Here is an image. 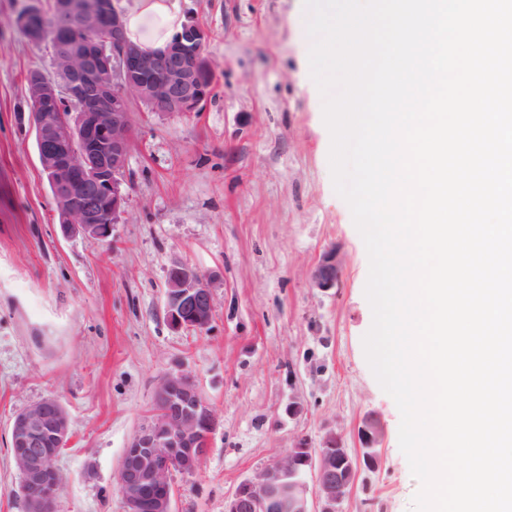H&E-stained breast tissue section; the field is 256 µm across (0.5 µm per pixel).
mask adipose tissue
I'll list each match as a JSON object with an SVG mask.
<instances>
[{"instance_id": "1", "label": "adipose tissue", "mask_w": 512, "mask_h": 512, "mask_svg": "<svg viewBox=\"0 0 512 512\" xmlns=\"http://www.w3.org/2000/svg\"><path fill=\"white\" fill-rule=\"evenodd\" d=\"M124 22L128 39L145 50L164 47L182 28L173 0H135Z\"/></svg>"}]
</instances>
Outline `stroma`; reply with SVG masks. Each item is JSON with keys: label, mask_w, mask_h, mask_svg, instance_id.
Listing matches in <instances>:
<instances>
[{"label": "stroma", "mask_w": 512, "mask_h": 512, "mask_svg": "<svg viewBox=\"0 0 512 512\" xmlns=\"http://www.w3.org/2000/svg\"><path fill=\"white\" fill-rule=\"evenodd\" d=\"M177 6L211 33L214 95L201 112L133 103L125 214L111 244L96 245L61 233L24 89L30 68L50 69V51L22 34L14 0H0V512H24L10 421L48 396L71 419L56 512H123L115 473L168 371L190 374L218 418L197 471L173 476L174 512H224L298 435L333 430L357 448L368 413L386 429L381 463L360 472L345 512H412L421 484L364 354L368 255L333 187L303 0ZM330 246L342 278L322 292L308 272ZM176 260L212 278L207 332L166 320ZM292 399L305 405L295 418Z\"/></svg>", "instance_id": "35a3bbf8"}]
</instances>
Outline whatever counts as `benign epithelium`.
<instances>
[{"label":"benign epithelium","instance_id":"obj_1","mask_svg":"<svg viewBox=\"0 0 512 512\" xmlns=\"http://www.w3.org/2000/svg\"><path fill=\"white\" fill-rule=\"evenodd\" d=\"M46 17L53 29H72L80 37L46 36L45 27L34 25L35 19ZM16 22L32 41L49 43L59 74L55 79L42 70L30 71L27 99L39 163L52 188L61 231L106 244L128 198L131 103L162 114L202 111L216 84L215 66L206 53L209 33L190 20L165 47L144 51L127 39L124 13L112 7V0H49L46 10L26 4ZM341 274L336 248L330 247L309 270L308 280L311 287L328 292L339 287ZM215 312L209 277L173 261L165 289L170 326L202 333ZM216 427L213 407L193 377L182 372L162 375L151 413L125 448L115 476L124 512H173V474L197 470ZM70 433L69 414L53 396L14 415L11 455L24 512L54 510L63 476L42 445L50 436L61 448ZM357 436L361 448L355 452L333 430L316 445L308 436H298L285 458L238 485L224 512H344L360 470L379 467L385 429L378 417L368 415Z\"/></svg>","mask_w":512,"mask_h":512}]
</instances>
